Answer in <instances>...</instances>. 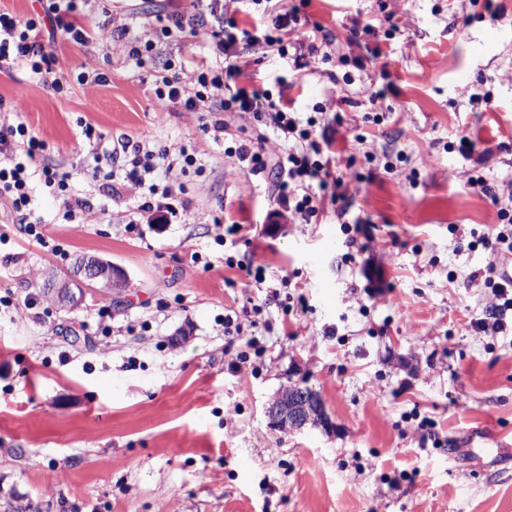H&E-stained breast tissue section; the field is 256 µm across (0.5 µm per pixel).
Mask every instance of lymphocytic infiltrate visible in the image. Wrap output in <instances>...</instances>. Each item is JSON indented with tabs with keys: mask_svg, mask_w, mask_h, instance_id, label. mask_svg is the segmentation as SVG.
Instances as JSON below:
<instances>
[{
	"mask_svg": "<svg viewBox=\"0 0 512 512\" xmlns=\"http://www.w3.org/2000/svg\"><path fill=\"white\" fill-rule=\"evenodd\" d=\"M235 0H193L185 8L170 0L167 9L155 12L145 36L131 35L127 24L114 23L113 34L121 40L129 58L142 68H149L154 94L166 105L189 112L208 109L211 112H239L251 115L264 129H272L288 148L278 160H270L262 143L263 133L255 140H242L225 148L224 154L233 158L249 174L258 175L274 169L276 176L268 188L273 203L269 221L273 224H308L321 212V200L316 191L327 186L343 189L341 178L331 171L326 153L331 146L328 135H317L316 118H300L289 106L288 93L307 79L313 57L322 63L333 59L327 46L330 34L315 38L308 30L307 19L295 7H285L283 0H250L256 13L254 22L240 26L229 11ZM44 16L21 19L0 11V61L10 60L21 65L56 94H67L71 83L104 85L105 73L93 64L85 65L76 78L64 75L53 52L55 44L70 42L80 45L93 43L95 31L81 20L78 0H46ZM206 34L214 45V58H202L186 66L183 48L189 39ZM168 59L159 69L151 63L159 51ZM276 53L289 61V77L279 79L277 90L247 89L240 86L243 69L256 54ZM191 78H184V71ZM43 141L33 135L26 124L0 123V199L6 200L24 232L36 241H43L40 220L30 210V179L38 177L42 186L59 197L66 219H73L76 208L67 194L70 175L44 162ZM96 174L111 179L110 165L122 162L126 179L135 186H147L148 198L142 211L165 209L173 212L172 201L177 195L174 184H147V177L156 171L180 169L188 172L195 167V156L186 149L171 153L162 146L143 149L129 141L114 143L102 156ZM494 302L487 306L483 318L475 323L476 330L486 333L502 332L504 317L512 310V279L492 281Z\"/></svg>",
	"mask_w": 512,
	"mask_h": 512,
	"instance_id": "obj_1",
	"label": "lymphocytic infiltrate"
}]
</instances>
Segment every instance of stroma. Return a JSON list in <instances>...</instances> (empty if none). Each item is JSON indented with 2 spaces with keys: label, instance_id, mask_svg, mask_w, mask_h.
I'll return each instance as SVG.
<instances>
[{
  "label": "stroma",
  "instance_id": "1",
  "mask_svg": "<svg viewBox=\"0 0 512 512\" xmlns=\"http://www.w3.org/2000/svg\"><path fill=\"white\" fill-rule=\"evenodd\" d=\"M162 4L87 0L96 41L57 56L72 76L96 61L103 86L61 97L0 64V120L26 123L82 204L67 221L33 182L42 245L0 204V512H512V328L470 326L491 298L478 239L512 203V0H311L340 55L360 53L353 21L398 26L380 45L387 69L369 60L335 84L316 59L289 93L302 117L319 102L343 117L329 133L347 194L311 224L267 223L266 180L225 157L251 116L163 108L113 39V14L139 32ZM372 84L384 100L370 102ZM218 119L217 142L202 125ZM464 134L483 161L448 151ZM121 138L194 154L179 218L140 215L144 191L121 167L119 194L94 177ZM385 150L403 153L396 170ZM358 151L377 156L362 182L344 161ZM478 172L498 201L470 189ZM82 255L124 269L127 286L95 288L75 311L46 301L44 277ZM252 257L264 283L241 268ZM228 316L243 336L225 335ZM301 381L331 428L269 426L267 405Z\"/></svg>",
  "mask_w": 512,
  "mask_h": 512
}]
</instances>
